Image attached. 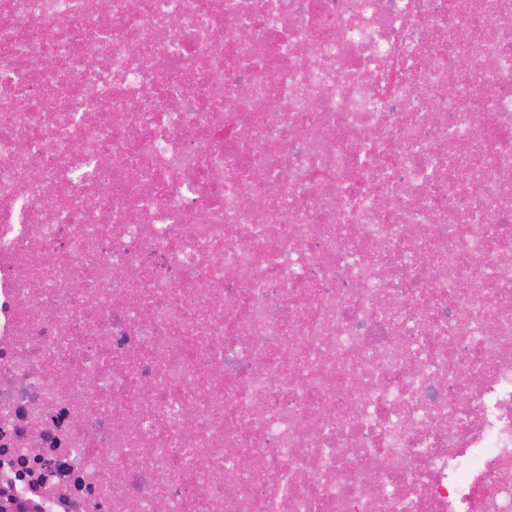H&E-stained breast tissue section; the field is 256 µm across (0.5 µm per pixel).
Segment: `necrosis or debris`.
Instances as JSON below:
<instances>
[{
  "label": "necrosis or debris",
  "instance_id": "necrosis-or-debris-1",
  "mask_svg": "<svg viewBox=\"0 0 512 512\" xmlns=\"http://www.w3.org/2000/svg\"><path fill=\"white\" fill-rule=\"evenodd\" d=\"M160 505L512 512V0H0V512Z\"/></svg>",
  "mask_w": 512,
  "mask_h": 512
}]
</instances>
